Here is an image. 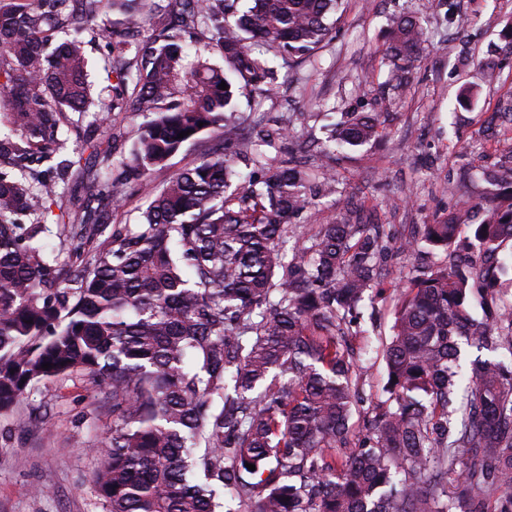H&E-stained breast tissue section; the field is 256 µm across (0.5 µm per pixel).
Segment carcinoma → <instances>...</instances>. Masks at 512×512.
I'll list each match as a JSON object with an SVG mask.
<instances>
[{"instance_id":"obj_1","label":"carcinoma","mask_w":512,"mask_h":512,"mask_svg":"<svg viewBox=\"0 0 512 512\" xmlns=\"http://www.w3.org/2000/svg\"><path fill=\"white\" fill-rule=\"evenodd\" d=\"M240 2L0 0V411L77 371L111 391L93 475L103 512H512V191L489 196L478 224L398 236L350 205L291 236L338 192V150L377 140L380 122L342 114L315 180L307 158L264 150L294 129L268 118L243 137L235 89L268 98L279 67L327 39L338 0ZM111 12L121 20L100 25ZM146 18L158 24L143 36ZM428 36L398 18L387 59L407 68ZM87 37L109 48L96 98ZM94 103L145 118L129 154L89 135L67 149V113ZM203 133L238 148L248 180L213 147L154 190L152 173ZM127 171L146 191L141 221L85 251L99 217L63 206L57 182L117 203ZM49 224L77 244L65 261L40 244ZM384 282L386 399L356 430L363 311Z\"/></svg>"}]
</instances>
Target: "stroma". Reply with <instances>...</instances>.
Returning a JSON list of instances; mask_svg holds the SVG:
<instances>
[{
    "label": "stroma",
    "instance_id": "stroma-1",
    "mask_svg": "<svg viewBox=\"0 0 512 512\" xmlns=\"http://www.w3.org/2000/svg\"><path fill=\"white\" fill-rule=\"evenodd\" d=\"M428 21L432 37L414 66L394 76L383 56L386 30L399 15ZM335 31L305 65L263 106L236 93L239 113L256 109L291 113L300 138L283 152L311 154L330 112H381L375 143L346 151L335 167L342 188L320 200L299 223L330 224L348 197L364 201L372 222L400 234L412 225L447 218L459 210L480 221L477 208L495 187L472 178L486 168H512V0H342ZM494 66L489 80L484 65ZM461 183L458 194L448 192ZM64 205L89 203L108 229L137 224L143 194L124 185L120 205L87 198L81 187L59 185ZM112 429V395L75 372L41 385L29 399L0 413V512H102L92 473L101 438Z\"/></svg>",
    "mask_w": 512,
    "mask_h": 512
}]
</instances>
